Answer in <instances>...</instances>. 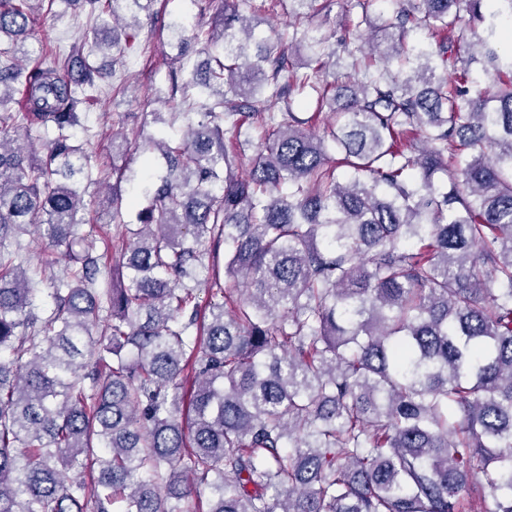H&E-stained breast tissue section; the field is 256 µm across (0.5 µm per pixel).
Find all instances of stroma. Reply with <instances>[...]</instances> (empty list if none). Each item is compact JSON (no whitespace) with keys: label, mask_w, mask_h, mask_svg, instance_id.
I'll return each mask as SVG.
<instances>
[{"label":"stroma","mask_w":512,"mask_h":512,"mask_svg":"<svg viewBox=\"0 0 512 512\" xmlns=\"http://www.w3.org/2000/svg\"><path fill=\"white\" fill-rule=\"evenodd\" d=\"M187 2L155 0L158 23L142 26L139 49L131 52L124 66L117 70L116 82L122 85V93L106 98L86 114L85 126L93 134L88 147L91 164L94 169L101 171L104 182L87 188L88 195L100 199L102 205L97 210L93 224L83 226V233H92L94 225H107L112 221L111 209L104 200L112 193L107 183L112 179L113 166L119 165L124 169L125 221L136 223L137 213L145 204L142 195L145 159L139 155L113 157L112 122L118 115L127 114L124 133L128 138L143 140L160 132L159 125L153 121V113L174 111V103L160 96L161 91L167 90L170 85L171 72L179 68L178 50L172 45L165 24L174 16L186 14L192 24L208 28L224 6V0H203L201 7L191 9ZM81 36L103 39L107 33L102 30L100 22L88 19L85 13L57 5L52 11L41 12L27 45L34 49L45 43L65 47Z\"/></svg>","instance_id":"1"}]
</instances>
